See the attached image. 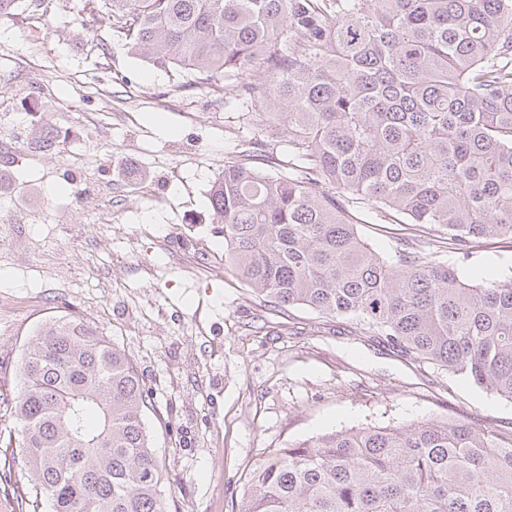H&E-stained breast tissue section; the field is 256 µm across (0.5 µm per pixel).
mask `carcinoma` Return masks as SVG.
<instances>
[{
  "label": "carcinoma",
  "mask_w": 512,
  "mask_h": 512,
  "mask_svg": "<svg viewBox=\"0 0 512 512\" xmlns=\"http://www.w3.org/2000/svg\"><path fill=\"white\" fill-rule=\"evenodd\" d=\"M103 27L213 102L269 125L209 192L224 267L268 311L345 319L413 362L512 403V273L443 261L512 239V0H84ZM277 167L273 171L270 166ZM413 227L388 253L359 209ZM0 506L168 512L126 352L64 314L22 353ZM236 512H512V429L429 418L331 430L276 450Z\"/></svg>",
  "instance_id": "cac0c4a2"
}]
</instances>
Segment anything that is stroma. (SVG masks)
Instances as JSON below:
<instances>
[{
    "label": "stroma",
    "mask_w": 512,
    "mask_h": 512,
    "mask_svg": "<svg viewBox=\"0 0 512 512\" xmlns=\"http://www.w3.org/2000/svg\"><path fill=\"white\" fill-rule=\"evenodd\" d=\"M49 24L0 19V135L69 130L50 151L23 144L0 177V399L34 329L73 313L131 356L156 409L146 424L170 512H233L272 448L330 429L436 418L512 428V403L304 309L262 311L220 261L209 190L236 145L265 139L189 74L113 45L80 0H47ZM74 192L59 195L63 185ZM512 267L501 237L467 259ZM305 330L291 334L293 323Z\"/></svg>",
    "instance_id": "1"
}]
</instances>
